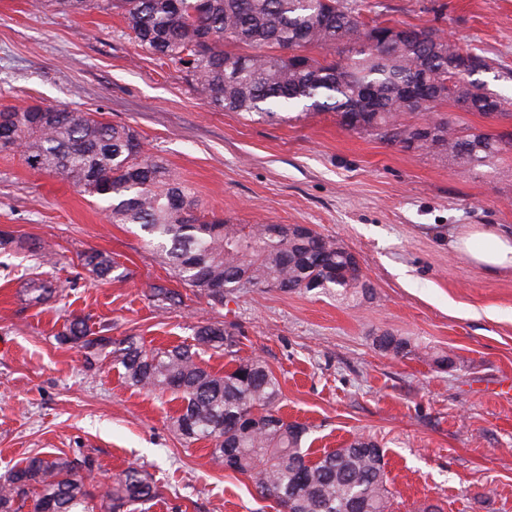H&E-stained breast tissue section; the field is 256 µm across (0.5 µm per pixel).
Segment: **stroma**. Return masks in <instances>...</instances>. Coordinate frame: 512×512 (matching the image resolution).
Masks as SVG:
<instances>
[{
	"mask_svg": "<svg viewBox=\"0 0 512 512\" xmlns=\"http://www.w3.org/2000/svg\"><path fill=\"white\" fill-rule=\"evenodd\" d=\"M371 17L432 26L486 56L482 78L502 102L486 117L440 104L459 127L512 131V0H364ZM95 112L138 130L148 153L195 191L203 214L234 224H300L357 257L370 294L241 290L214 304L152 256L105 204L0 152V230L27 242L0 253V476L27 457H92L94 485L123 470L160 489L149 512H276L244 475L186 445L181 402L130 386L110 360L86 365L57 335L75 316L148 348L188 344L196 326L231 330L234 354L206 350L216 373L260 358L277 377L281 415L304 424L312 457L364 436L385 453L392 512H512V269L492 272L453 245L475 224L512 227V150L466 171L343 127L332 112L293 107L268 119L215 110L180 64L138 47L113 14L64 13L0 0V107ZM50 244L39 266L31 244ZM128 275L96 280L85 253ZM51 281L41 304L28 283ZM163 285L181 303L159 309ZM408 343L380 351L378 336Z\"/></svg>",
	"mask_w": 512,
	"mask_h": 512,
	"instance_id": "35a3bbf8",
	"label": "stroma"
}]
</instances>
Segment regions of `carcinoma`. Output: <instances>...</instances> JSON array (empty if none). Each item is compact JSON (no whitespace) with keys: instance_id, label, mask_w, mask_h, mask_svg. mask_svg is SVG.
Returning a JSON list of instances; mask_svg holds the SVG:
<instances>
[{"instance_id":"carcinoma-1","label":"carcinoma","mask_w":512,"mask_h":512,"mask_svg":"<svg viewBox=\"0 0 512 512\" xmlns=\"http://www.w3.org/2000/svg\"><path fill=\"white\" fill-rule=\"evenodd\" d=\"M62 12L98 10L120 17L130 38L162 60L183 66L196 92L224 112L274 118L300 105L336 112L343 125L379 141L443 156L464 170L483 166L512 147V134L459 130L438 115V104L467 97L484 116L500 102L475 75L490 61L431 27L386 48L392 25L362 15L360 0H40ZM319 49L321 57L306 54ZM465 69L458 68L461 53ZM422 104L407 109L400 89ZM0 152L20 154L31 169L107 203L114 224H136L148 246L184 284L215 304L241 288L316 291L350 299L369 291L358 260L339 241L290 224H231L198 214L195 192L162 160L144 152L129 125L99 121L67 107L0 108ZM84 265L101 279L126 278L100 253ZM91 365L110 357L132 386L170 390L182 406L173 425L185 443H212L211 461L246 476L278 512H391L384 452L364 437L313 460L301 447L307 428L278 415L280 387L253 358L224 374L204 368L198 351L229 349L232 333L219 325L195 330L192 345L147 350L132 337L116 340L74 317L59 334ZM378 346L395 356L407 342L386 334ZM94 460L34 455L0 482V512H135L160 495L147 473L129 468L100 495L84 469Z\"/></svg>"}]
</instances>
